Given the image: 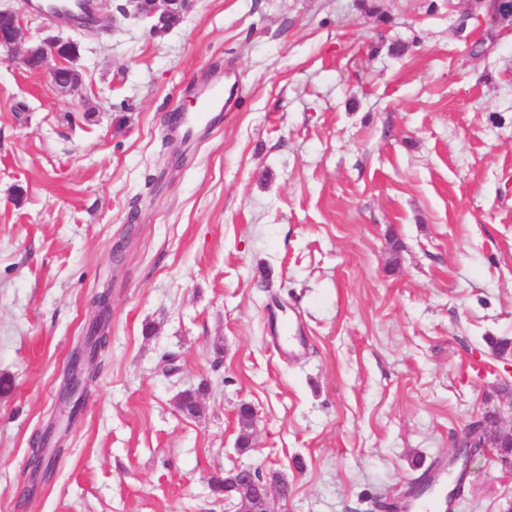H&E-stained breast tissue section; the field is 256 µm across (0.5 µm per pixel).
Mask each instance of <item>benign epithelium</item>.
Instances as JSON below:
<instances>
[{"label": "benign epithelium", "instance_id": "obj_1", "mask_svg": "<svg viewBox=\"0 0 512 512\" xmlns=\"http://www.w3.org/2000/svg\"><path fill=\"white\" fill-rule=\"evenodd\" d=\"M135 10V15L149 23V32L153 35L162 33L158 25L154 24L156 14L168 19V26L177 23L180 11L173 8L179 0H128ZM508 4V11L491 19L486 14L470 9V15L482 23L492 20L512 25V0H500ZM15 27L8 32H0V59L3 61H20L28 64L29 58L37 55L40 58L39 69L47 70L50 76H55L57 70L70 67L76 60L78 53L68 50L71 42L61 39L43 40L27 48L22 57H17L19 46L29 40L28 30L19 15H14ZM111 300L108 293L103 292L94 299L93 307L97 317L88 333L83 337L81 344L72 353L67 367L64 384L60 390V398L69 407V418L74 419L82 410L87 393V385L93 376L91 367L95 358V342L102 336L107 324V313ZM479 433L486 438V446L492 448H512V423L502 422L501 412L493 413V419L481 417L476 421ZM64 443V430L62 425H50L40 438V465L36 474V484L49 482L54 474L50 469L56 458L58 448ZM221 482V488L214 489V493L224 495V500H235L236 512H271L272 495L278 494L282 498L288 497V482L283 479L271 481L262 477L258 470L252 467L236 468L227 473L224 478L214 477Z\"/></svg>", "mask_w": 512, "mask_h": 512}]
</instances>
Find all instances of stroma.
I'll return each instance as SVG.
<instances>
[{"instance_id":"35a3bbf8","label":"stroma","mask_w":512,"mask_h":512,"mask_svg":"<svg viewBox=\"0 0 512 512\" xmlns=\"http://www.w3.org/2000/svg\"><path fill=\"white\" fill-rule=\"evenodd\" d=\"M10 8L81 81L0 61V512H235L210 480L242 466L288 480L274 512H367L447 461L512 386V29L464 0H193L161 35L126 0ZM204 84L224 114L183 138ZM102 291L96 379L22 495ZM456 512H512L494 449ZM92 8V0H58L56 3L46 5L45 13L49 16L61 14L75 24L91 13ZM64 430L60 423L50 425L40 438V465L36 474V484L41 485L49 482L54 474L50 467L56 458L58 448L64 443Z\"/></svg>"}]
</instances>
